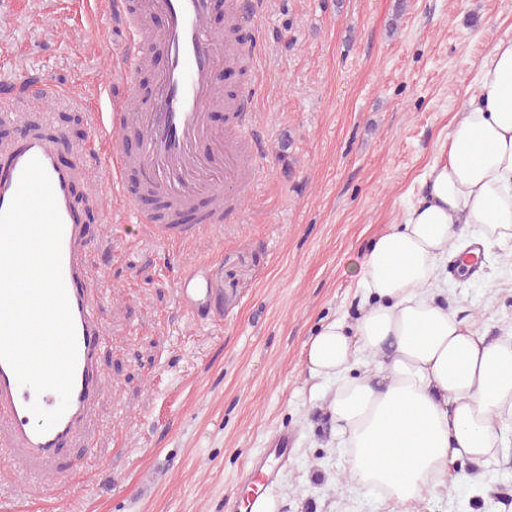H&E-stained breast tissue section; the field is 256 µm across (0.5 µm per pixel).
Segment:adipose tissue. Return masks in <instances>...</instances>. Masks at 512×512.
<instances>
[{
    "instance_id": "ef3b65f1",
    "label": "adipose tissue",
    "mask_w": 512,
    "mask_h": 512,
    "mask_svg": "<svg viewBox=\"0 0 512 512\" xmlns=\"http://www.w3.org/2000/svg\"><path fill=\"white\" fill-rule=\"evenodd\" d=\"M477 82L403 223L373 241L357 271L361 315L305 344L309 374L333 383L328 420L350 479L401 505L444 483L456 462L497 460L512 443V331L487 336L438 281L447 255L467 268L472 231L486 249L512 241V37L494 43ZM364 351L377 370H361Z\"/></svg>"
}]
</instances>
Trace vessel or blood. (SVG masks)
I'll return each instance as SVG.
<instances>
[{
	"mask_svg": "<svg viewBox=\"0 0 512 512\" xmlns=\"http://www.w3.org/2000/svg\"><path fill=\"white\" fill-rule=\"evenodd\" d=\"M261 4L262 0H227L228 26L259 11ZM114 9L131 39L120 75L138 105L129 112H111L99 123L105 131L136 133L130 145L114 153L110 184L124 213L137 223L149 225L159 238L187 240L232 216L238 200L227 196L225 182L248 187L254 178L239 153L241 143L254 136L241 118L243 109L252 106V87L225 97L224 110L231 115L227 128H215L210 120L218 71L242 47L233 37L218 38L211 0H116ZM153 43L163 48L165 63L145 94L137 77L150 63L147 47ZM60 148V143L39 134H26L9 151L7 171L0 175L3 211L13 199L26 164L39 159L50 178L64 226L62 274L75 327L76 365L69 405L52 427H45L42 415L57 408L58 395L52 391L38 394L21 385L11 367L0 361V448L17 456L24 469L46 473L55 470L58 449L81 447L82 430L102 385L97 355L103 314L88 295V244L75 212L74 173L61 163ZM145 192L161 201V213L139 209L138 196ZM202 198L208 201L203 210L197 207ZM213 295L206 269L185 271L178 281L180 304L198 316L209 315ZM34 403L41 407V414L31 411Z\"/></svg>",
	"mask_w": 512,
	"mask_h": 512,
	"instance_id": "1",
	"label": "vessel or blood"
}]
</instances>
